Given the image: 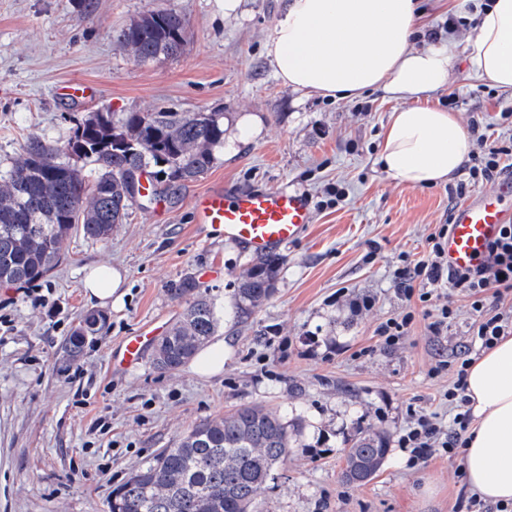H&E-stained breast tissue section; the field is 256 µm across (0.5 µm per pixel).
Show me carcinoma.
<instances>
[{
  "mask_svg": "<svg viewBox=\"0 0 512 512\" xmlns=\"http://www.w3.org/2000/svg\"><path fill=\"white\" fill-rule=\"evenodd\" d=\"M115 40L140 62L175 56L186 23L173 10H152L118 31ZM224 145L222 112H93L76 123L62 146L30 138L0 176V282L28 284L60 262L71 232L104 241L126 223L134 185L193 181L207 172ZM91 172L85 173V167ZM283 257H256L236 284L235 310L249 317L274 293ZM185 278L170 289L185 301L178 321L154 348L153 365L172 372L215 335L212 300ZM293 433L277 411L242 404L221 418L193 426L175 448H163L113 493L109 512H256L259 491L288 455ZM389 453L380 431L358 429L345 441L342 480L362 485Z\"/></svg>",
  "mask_w": 512,
  "mask_h": 512,
  "instance_id": "1",
  "label": "carcinoma"
}]
</instances>
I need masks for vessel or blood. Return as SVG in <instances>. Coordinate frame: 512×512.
Returning <instances> with one entry per match:
<instances>
[{"mask_svg": "<svg viewBox=\"0 0 512 512\" xmlns=\"http://www.w3.org/2000/svg\"><path fill=\"white\" fill-rule=\"evenodd\" d=\"M191 204L201 231L223 233L256 254L294 241L311 221L306 198L283 189L237 191L216 184L193 196ZM510 223L512 175L499 179L491 191L475 193L455 211L453 228L444 243L449 268L465 270L477 265L502 225ZM145 342L141 335L125 337L114 358L116 369L139 364Z\"/></svg>", "mask_w": 512, "mask_h": 512, "instance_id": "1", "label": "vessel or blood"}]
</instances>
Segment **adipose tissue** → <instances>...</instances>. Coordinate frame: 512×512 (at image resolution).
<instances>
[{
    "label": "adipose tissue",
    "mask_w": 512,
    "mask_h": 512,
    "mask_svg": "<svg viewBox=\"0 0 512 512\" xmlns=\"http://www.w3.org/2000/svg\"><path fill=\"white\" fill-rule=\"evenodd\" d=\"M419 0H287L266 45L274 74L298 91L333 99L381 90L406 107L391 113L379 160L398 182L423 187L449 179L470 151L457 117L428 104L447 86L457 47L487 85L512 91V0L477 9L464 43L415 47ZM473 420L462 473L492 501L512 502V336L475 359L466 378Z\"/></svg>",
    "instance_id": "ef3b65f1"
}]
</instances>
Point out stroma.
<instances>
[{"instance_id":"stroma-1","label":"stroma","mask_w":512,"mask_h":512,"mask_svg":"<svg viewBox=\"0 0 512 512\" xmlns=\"http://www.w3.org/2000/svg\"><path fill=\"white\" fill-rule=\"evenodd\" d=\"M156 8L186 17V47L141 63L114 34ZM283 9L284 0H240L231 15L224 0H0V173L28 138L63 145L91 112L224 115L210 170L159 184V197L132 207L107 242L73 234L62 264L37 283L43 303L0 284L9 317L0 326V512H107L113 489L159 449L246 403L276 409L298 431L258 496L260 512H462L471 494L462 459L411 467L398 440L415 412L452 431L443 394L453 374L438 364L463 351L476 315L446 285L429 302L406 300L395 278L403 261L427 258L428 236L462 200L451 182L414 187L382 168V132L399 100L380 91L330 100L275 78L265 46ZM74 80L95 83L96 95L56 94ZM431 101L489 140L512 142V94L477 80L464 51ZM216 182L310 201L307 232L279 249L274 294L244 319L234 293L253 255L200 237L189 205ZM90 266L121 271L111 305L87 300ZM188 276L215 304L223 371L203 377L186 363L161 372L148 350L137 368L113 369L123 337L177 320L184 304L170 289ZM447 303L454 315L434 336L428 325ZM408 311L405 336L381 344L377 326ZM92 312L98 331L79 357L66 356ZM362 427L388 435L389 456L371 481L347 485L342 448Z\"/></svg>"}]
</instances>
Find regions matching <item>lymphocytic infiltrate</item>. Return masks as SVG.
Returning <instances> with one entry per match:
<instances>
[{"instance_id":"obj_1","label":"lymphocytic infiltrate","mask_w":512,"mask_h":512,"mask_svg":"<svg viewBox=\"0 0 512 512\" xmlns=\"http://www.w3.org/2000/svg\"><path fill=\"white\" fill-rule=\"evenodd\" d=\"M447 228L429 235L427 260L404 262L396 278L406 297H418L428 302L432 286L446 283L460 292L470 303L476 315L472 340L480 351L492 349L500 339L512 335V224L503 225L484 259L474 269L458 271L448 267L443 240ZM469 359L454 362L455 380L445 398L455 409L454 431L442 433L432 417L421 414L414 418L406 434L400 438L409 448L412 465L426 464L435 454L443 453L456 458L465 442L462 438L471 423L470 400L466 395V376Z\"/></svg>"}]
</instances>
